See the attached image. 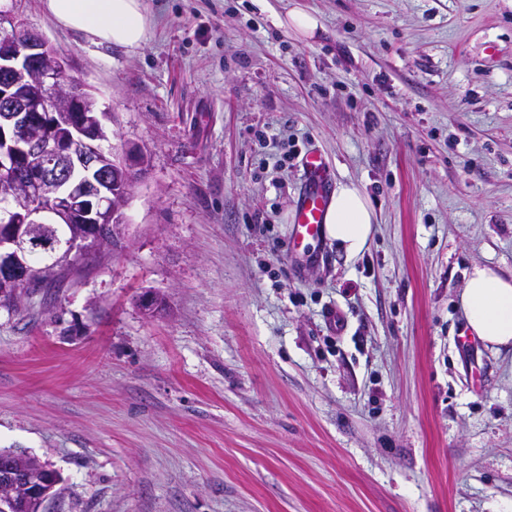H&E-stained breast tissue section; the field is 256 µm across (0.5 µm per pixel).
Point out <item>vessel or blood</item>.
<instances>
[{"label": "vessel or blood", "instance_id": "vessel-or-blood-1", "mask_svg": "<svg viewBox=\"0 0 512 512\" xmlns=\"http://www.w3.org/2000/svg\"><path fill=\"white\" fill-rule=\"evenodd\" d=\"M304 181L295 204L288 235V256L292 263L303 260L304 241L321 239L325 233V216L331 198L332 177L321 153L312 151L302 159Z\"/></svg>", "mask_w": 512, "mask_h": 512}]
</instances>
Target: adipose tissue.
<instances>
[{"label":"adipose tissue","instance_id":"1","mask_svg":"<svg viewBox=\"0 0 512 512\" xmlns=\"http://www.w3.org/2000/svg\"><path fill=\"white\" fill-rule=\"evenodd\" d=\"M44 11L61 27L82 32L94 44L135 52L147 39L151 19L142 0H42ZM375 214L354 183L332 193L326 236L347 257H357L373 234ZM470 331L493 350L512 346V277L487 266L474 267L460 295Z\"/></svg>","mask_w":512,"mask_h":512}]
</instances>
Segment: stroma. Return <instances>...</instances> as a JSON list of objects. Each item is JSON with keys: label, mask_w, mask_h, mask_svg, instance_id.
<instances>
[{"label": "stroma", "mask_w": 512, "mask_h": 512, "mask_svg": "<svg viewBox=\"0 0 512 512\" xmlns=\"http://www.w3.org/2000/svg\"><path fill=\"white\" fill-rule=\"evenodd\" d=\"M146 4L130 53L12 0L149 158L121 250L0 307L45 512H512V352L459 303L512 275V0ZM314 148L374 209L357 259L286 254ZM287 26L304 36H311L319 27L317 16L304 10H291L287 15Z\"/></svg>", "instance_id": "1"}]
</instances>
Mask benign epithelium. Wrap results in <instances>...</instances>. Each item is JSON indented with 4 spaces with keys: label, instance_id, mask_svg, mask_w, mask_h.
<instances>
[{
    "label": "benign epithelium",
    "instance_id": "1",
    "mask_svg": "<svg viewBox=\"0 0 512 512\" xmlns=\"http://www.w3.org/2000/svg\"><path fill=\"white\" fill-rule=\"evenodd\" d=\"M67 61L38 31L0 14V195L27 197L0 226L6 248L0 251V297L18 292L28 272L21 256L33 249L59 248L37 239L33 225L48 213H64L78 203L88 222L112 223V183L102 167L107 130L115 116L98 106L86 86L65 81ZM43 86L41 97H30L22 86ZM74 112L73 124L63 128L57 113ZM136 149L127 145L112 152V165L130 173L138 170ZM59 484L55 470H31L26 457L0 458V512H17L19 489H29L39 504Z\"/></svg>",
    "mask_w": 512,
    "mask_h": 512
}]
</instances>
